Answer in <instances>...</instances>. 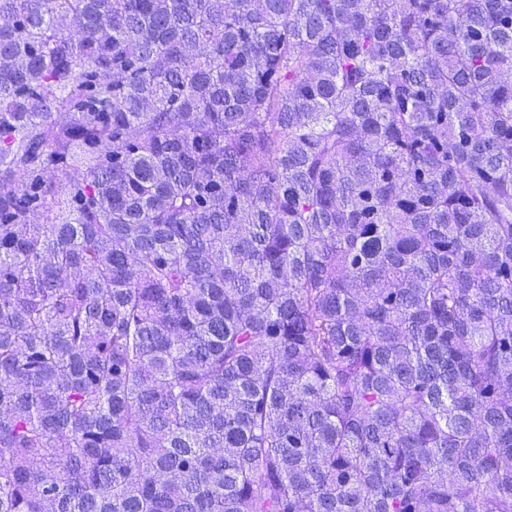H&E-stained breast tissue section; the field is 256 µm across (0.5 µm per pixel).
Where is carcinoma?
Instances as JSON below:
<instances>
[{
  "instance_id": "cac0c4a2",
  "label": "carcinoma",
  "mask_w": 512,
  "mask_h": 512,
  "mask_svg": "<svg viewBox=\"0 0 512 512\" xmlns=\"http://www.w3.org/2000/svg\"><path fill=\"white\" fill-rule=\"evenodd\" d=\"M0 17V512H512V0Z\"/></svg>"
}]
</instances>
